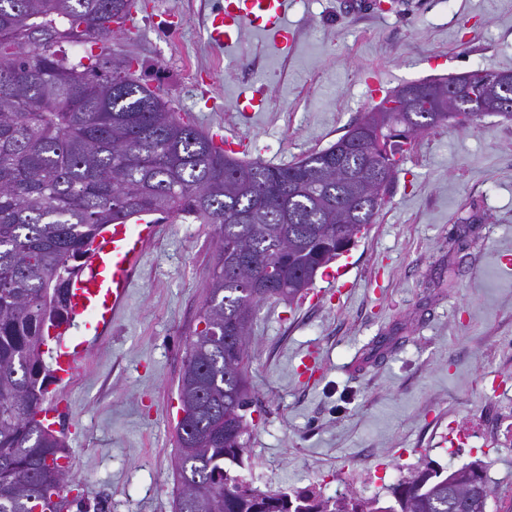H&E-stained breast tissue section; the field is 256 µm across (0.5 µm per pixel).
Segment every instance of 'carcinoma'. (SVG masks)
<instances>
[{"label": "carcinoma", "instance_id": "cac0c4a2", "mask_svg": "<svg viewBox=\"0 0 512 512\" xmlns=\"http://www.w3.org/2000/svg\"><path fill=\"white\" fill-rule=\"evenodd\" d=\"M133 0H0V512H82L70 449L39 417L50 370L47 329L68 319V285L96 237L143 214L191 217L221 239L179 385L176 512H460L462 468L426 469L391 488L392 502L313 490L266 493L231 471L250 424L248 328L260 304L309 288L338 242L372 223L371 172L393 143H335L274 167L244 162L156 99L112 49L111 22ZM99 53L69 56L64 46ZM462 81L448 111L434 101L390 112L408 137L449 122L453 109L502 115L496 70ZM269 282L263 297L252 285ZM294 507L288 508V502Z\"/></svg>", "mask_w": 512, "mask_h": 512}]
</instances>
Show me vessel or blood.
Wrapping results in <instances>:
<instances>
[{"label":"vessel or blood","instance_id":"b4317fda","mask_svg":"<svg viewBox=\"0 0 512 512\" xmlns=\"http://www.w3.org/2000/svg\"><path fill=\"white\" fill-rule=\"evenodd\" d=\"M288 4L289 0H224L223 11L208 27L209 36L214 44L230 48L242 30L251 26L287 43ZM155 224V217L146 216L134 224L113 225L97 237L87 272L72 282L69 291L73 315L95 332L109 329L113 316L126 303L132 278L154 238ZM83 356L82 345L60 344L57 364L61 374L69 375Z\"/></svg>","mask_w":512,"mask_h":512}]
</instances>
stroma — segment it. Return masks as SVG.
I'll return each instance as SVG.
<instances>
[{
    "instance_id": "obj_1",
    "label": "stroma",
    "mask_w": 512,
    "mask_h": 512,
    "mask_svg": "<svg viewBox=\"0 0 512 512\" xmlns=\"http://www.w3.org/2000/svg\"><path fill=\"white\" fill-rule=\"evenodd\" d=\"M224 0H137L113 49L184 122L239 133L247 160L324 149L409 84L512 71V0H291L293 40L244 29L236 54L207 25ZM258 90L261 112H243ZM386 202L311 288L249 327L255 397L240 475L265 492L313 487L389 500L422 460L487 466V512H512V120L441 125L404 143ZM218 227L160 223L106 336L89 339L54 428L89 512H173L179 382ZM350 267L351 288L330 279Z\"/></svg>"
}]
</instances>
